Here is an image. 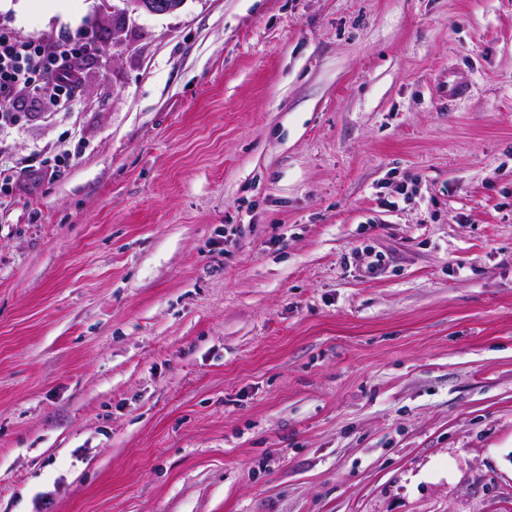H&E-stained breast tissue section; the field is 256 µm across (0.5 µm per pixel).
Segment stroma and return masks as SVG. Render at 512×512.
<instances>
[{
    "mask_svg": "<svg viewBox=\"0 0 512 512\" xmlns=\"http://www.w3.org/2000/svg\"><path fill=\"white\" fill-rule=\"evenodd\" d=\"M1 24L103 51L0 136V512H512V0ZM77 154L70 153L68 150H63L55 154L53 157L46 158L39 163V166L30 170L33 174L39 176H56L67 167H70L75 161Z\"/></svg>",
    "mask_w": 512,
    "mask_h": 512,
    "instance_id": "1",
    "label": "stroma"
}]
</instances>
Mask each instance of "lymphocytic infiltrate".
Segmentation results:
<instances>
[{"instance_id":"f902f5d3","label":"lymphocytic infiltrate","mask_w":512,"mask_h":512,"mask_svg":"<svg viewBox=\"0 0 512 512\" xmlns=\"http://www.w3.org/2000/svg\"><path fill=\"white\" fill-rule=\"evenodd\" d=\"M99 51L62 36L22 40L0 27V133L21 125L29 111L66 107L80 86L82 60Z\"/></svg>"}]
</instances>
